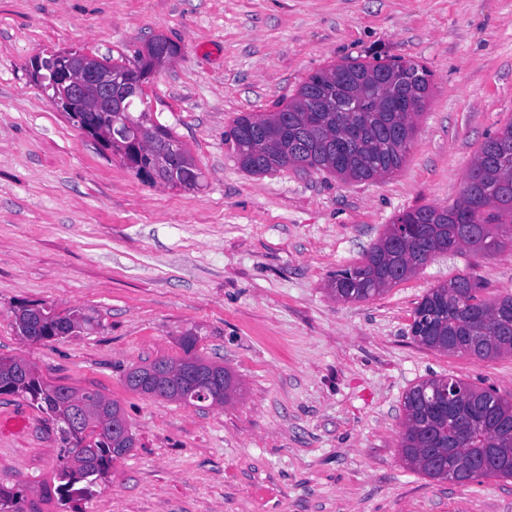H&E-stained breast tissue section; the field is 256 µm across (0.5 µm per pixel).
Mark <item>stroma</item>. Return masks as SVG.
Wrapping results in <instances>:
<instances>
[{
    "mask_svg": "<svg viewBox=\"0 0 512 512\" xmlns=\"http://www.w3.org/2000/svg\"><path fill=\"white\" fill-rule=\"evenodd\" d=\"M178 45L145 88L204 176L149 183L87 137L32 76L37 57L81 51L134 59ZM432 74L406 160L379 181L323 171L243 170L236 117L274 110L313 72L374 56ZM512 120V0H0V357L99 390L135 437L107 482L43 512H512V480L459 485L399 452L403 401L455 375L512 400V356L479 360L420 347L413 311L460 275L491 299L512 293V243L494 255H438L363 301L334 298L399 212L448 207L482 143ZM24 306L78 310L90 329L33 343ZM196 354L232 372L223 405L129 390L126 372ZM0 486L38 499L52 484L56 424L0 395Z\"/></svg>",
    "mask_w": 512,
    "mask_h": 512,
    "instance_id": "obj_1",
    "label": "stroma"
}]
</instances>
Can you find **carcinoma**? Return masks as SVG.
Here are the masks:
<instances>
[{
	"label": "carcinoma",
	"instance_id": "1",
	"mask_svg": "<svg viewBox=\"0 0 512 512\" xmlns=\"http://www.w3.org/2000/svg\"><path fill=\"white\" fill-rule=\"evenodd\" d=\"M430 71L414 61L365 62L354 60L319 70L307 77L296 93L276 110L237 117L229 133L240 166L253 174L277 167L325 171L344 180L382 179L398 170L415 135L416 117L426 109ZM132 127L115 143L109 132L112 112H69L70 120L112 149L138 176L153 166V150L175 141L170 128L146 125L138 134L140 118H150L143 103L129 107ZM396 224L411 228L395 242L393 228L375 243L364 260L336 272L330 290L341 301L367 300L412 275L436 255L462 248L486 255L498 253L499 231L512 228V121L488 138L468 170L459 199L449 207L420 206L397 215ZM479 281L457 276L430 289L418 303L411 324L414 341L427 349L479 360L512 356V294L496 299L478 296ZM48 319L31 324L33 342L50 341L75 333L92 323L77 311L43 308ZM196 339H182L185 359L200 364L220 380L207 396L175 377L159 397L200 405L226 402L235 385L230 372L193 354ZM457 387L459 401L449 411L434 400L439 381ZM33 372L16 380L9 394L30 401L53 420L67 417L77 407L65 391ZM85 409L103 402L112 406V421L124 418L117 402L97 390L81 389ZM405 411L401 455L407 465L429 478L458 484L477 478L512 480V402L493 390L462 379L434 376L412 386L403 401ZM63 463L55 478L60 505L70 500L75 485L84 493L106 480L112 465L127 455L134 439L123 440L103 427L85 432L60 425ZM21 494L0 487V512H25Z\"/></svg>",
	"mask_w": 512,
	"mask_h": 512
}]
</instances>
